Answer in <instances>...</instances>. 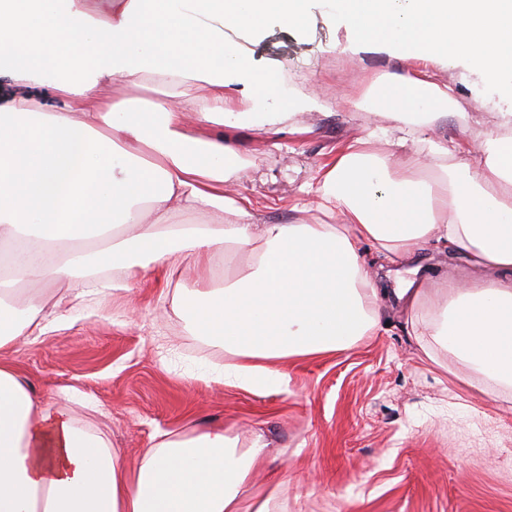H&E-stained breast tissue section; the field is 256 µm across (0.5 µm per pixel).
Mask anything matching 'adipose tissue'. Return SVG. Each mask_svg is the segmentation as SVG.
I'll list each match as a JSON object with an SVG mask.
<instances>
[{
	"label": "adipose tissue",
	"instance_id": "1",
	"mask_svg": "<svg viewBox=\"0 0 512 512\" xmlns=\"http://www.w3.org/2000/svg\"><path fill=\"white\" fill-rule=\"evenodd\" d=\"M143 2L108 0L99 11L86 0H0V64L15 79L38 80L62 40L76 73L57 85L65 111L27 98L0 109V251L11 257L0 273V350L71 320L61 303L21 297L18 284L64 279L81 300L216 259L223 285L198 274L180 302L238 358L217 382L284 392V361L344 352L382 329L363 246L403 264L440 243L474 276L399 291L416 345L512 390V112L476 145L433 138L451 97L428 70L452 59L512 88V0H326L353 34L348 51L378 40L408 66L370 86L405 157L384 151L376 131L347 143L314 192L325 224H271L226 195L240 172L231 147L186 123L190 112L205 122L245 112L254 91L283 85L229 34L271 20L298 27L300 0H154L150 14ZM150 81L169 91L146 105L99 94ZM194 212L210 223H178ZM93 263L116 280L86 278ZM265 448L259 438L237 447L214 427L166 432L130 467L0 360V512H271L269 498L241 502Z\"/></svg>",
	"mask_w": 512,
	"mask_h": 512
}]
</instances>
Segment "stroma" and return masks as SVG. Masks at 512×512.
Segmentation results:
<instances>
[{
  "mask_svg": "<svg viewBox=\"0 0 512 512\" xmlns=\"http://www.w3.org/2000/svg\"><path fill=\"white\" fill-rule=\"evenodd\" d=\"M304 13L301 28L270 23L241 43L257 69L288 76L298 91L322 89L324 106L275 127L269 117L285 111L286 100L264 89L253 97L252 116L233 127L219 118L205 126L236 152L241 171L231 195L249 198L272 224L294 222L299 207L320 221L306 186L336 148L383 125L367 79L405 69L376 41L346 52L344 25L312 4ZM435 73L453 87L460 109L436 137L476 144L496 133L499 113L512 110L511 93L453 61ZM58 78L50 71L25 83L1 70L0 105L28 97L41 111H61ZM353 98L360 107L350 106ZM415 267L440 279L469 273L461 258L431 244L416 265L384 267L376 283L386 295L384 331L345 352L291 360L284 393L209 381L235 357L173 310L170 293L196 286L186 276L151 274L75 304L71 326L20 339L0 356L39 398L77 389L72 409L81 425L105 434L129 462L166 431L220 425L243 448L262 437L267 456L257 483L283 475L273 512H512V391L476 377L461 384L446 353L434 363L424 357L408 311L393 300Z\"/></svg>",
  "mask_w": 512,
  "mask_h": 512,
  "instance_id": "stroma-1",
  "label": "stroma"
}]
</instances>
